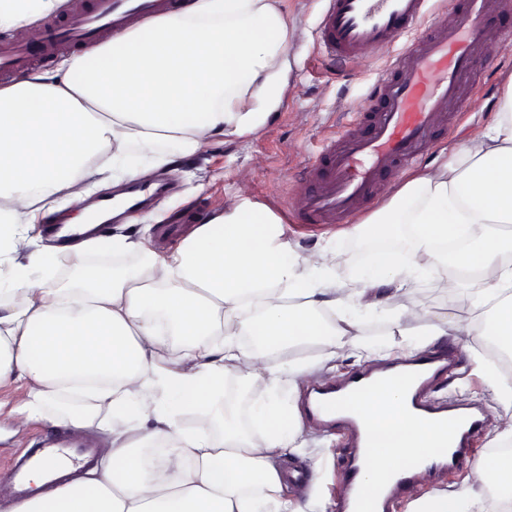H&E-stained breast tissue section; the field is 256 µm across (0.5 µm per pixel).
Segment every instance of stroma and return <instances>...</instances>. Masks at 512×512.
Here are the masks:
<instances>
[{
  "mask_svg": "<svg viewBox=\"0 0 512 512\" xmlns=\"http://www.w3.org/2000/svg\"><path fill=\"white\" fill-rule=\"evenodd\" d=\"M322 5L320 0H281V9L298 37L289 53L295 61L288 91L277 112L256 132L241 138L215 137L205 150L181 160L174 168L155 171L153 178L168 183V192L154 196L147 206L158 220L151 229L125 226V234L146 236L148 248L157 254L174 249L189 232L184 217L209 220L218 207L237 195L264 204L280 217L281 238L297 252L313 249L329 252L337 262L355 255L358 262L372 259L376 251L367 247L366 236L352 233L354 224L366 219L386 203V196L368 202L343 223L311 229L300 224L292 210L290 193L307 187L305 167L310 158L336 132L350 113L364 110L367 95L381 72L383 55L342 65L331 63L321 52L315 28ZM512 78V51L506 60L491 67L470 92L463 112L439 129L428 147L424 161L432 163L442 149L463 140L474 130L493 122ZM430 319L447 329L436 342L441 352H454L457 364L444 372L433 388L434 397H450L462 403L482 406L488 414L484 431L476 436L466 460L435 480L420 484L422 492L457 489L475 482L477 459L495 448H511L512 440L501 435L497 417L504 405L491 386L487 374L499 364L486 342L451 335L455 308L450 304L437 274L421 276L416 282ZM24 388L0 386V472H5L40 438L66 433V426L52 427L40 420L19 423L11 413L24 396ZM346 449V439L322 431L307 433L306 445L297 451L282 450L273 463L277 470L295 466L310 469L313 478L306 487L289 485L288 491L301 512H309L312 502L327 497L326 512H337L334 496L343 472L337 461Z\"/></svg>",
  "mask_w": 512,
  "mask_h": 512,
  "instance_id": "obj_1",
  "label": "stroma"
}]
</instances>
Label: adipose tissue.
<instances>
[{"mask_svg":"<svg viewBox=\"0 0 512 512\" xmlns=\"http://www.w3.org/2000/svg\"><path fill=\"white\" fill-rule=\"evenodd\" d=\"M279 0H187L182 9L121 29L61 57L53 70L0 84V383H20L19 420L97 424L111 438L93 478L63 493L31 472L19 512H296L272 459L296 448L302 425L274 398L307 373L277 353L311 343L358 353L363 286L395 274L390 311L410 354L433 344L409 287L415 273L444 272L457 309L453 329L512 354V81L495 121L450 157L407 178L358 232L408 224L407 261L386 253L337 274L332 257L280 241V217L241 196L189 232L171 252L130 267L92 257L140 252L115 233L47 245L38 224L73 211V224L104 223L83 203L114 171L142 180L200 154L217 136L253 133L279 109L294 31ZM66 0H0V28L34 29ZM68 263L46 288L38 271ZM262 342L252 349L247 337ZM260 380L270 398L253 410L261 436L245 433L224 404V383ZM191 412V424L181 415ZM378 446L364 483L438 451L441 430L409 420L398 389L367 409ZM478 488L437 490L411 512H512V453L481 458Z\"/></svg>","mask_w":512,"mask_h":512,"instance_id":"1","label":"adipose tissue"}]
</instances>
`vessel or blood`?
Here are the masks:
<instances>
[{
  "instance_id": "vessel-or-blood-1",
  "label": "vessel or blood",
  "mask_w": 512,
  "mask_h": 512,
  "mask_svg": "<svg viewBox=\"0 0 512 512\" xmlns=\"http://www.w3.org/2000/svg\"><path fill=\"white\" fill-rule=\"evenodd\" d=\"M427 3L323 0L316 39L328 58L354 62L382 50L387 57L368 107L356 115L363 131L341 129L309 164L311 187L299 192L296 200L302 223L334 224L361 209L382 191L389 174L421 158L437 127L464 111L469 90L485 65L512 49V0H449V10L431 20L426 17ZM179 4L180 0H72L65 19L44 25L36 39L0 41V72L11 74L47 62L60 51L85 48L113 28ZM454 362L453 354L429 352L405 367L373 364L339 382H324L308 397L310 418L349 440V451L340 463L345 492L339 512H390L415 468L446 470L464 461L467 439L485 426L483 413L425 397L437 376ZM399 387L410 392L407 409L412 418L452 429L448 452L425 461L410 460L366 493L363 476L375 455V433L370 421L351 406L369 404L379 389ZM92 455V445L78 438L43 440L0 480V498L21 501L29 471L46 459Z\"/></svg>"
}]
</instances>
